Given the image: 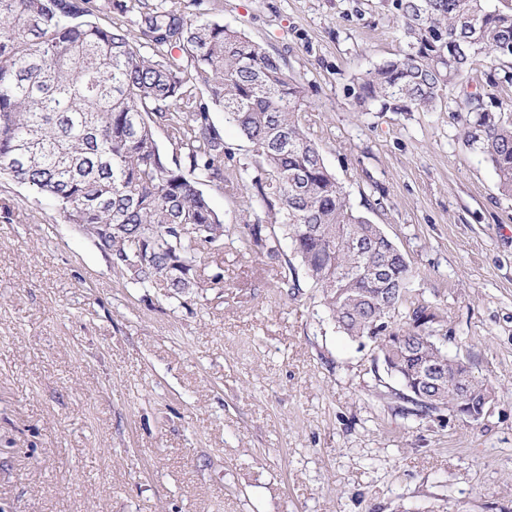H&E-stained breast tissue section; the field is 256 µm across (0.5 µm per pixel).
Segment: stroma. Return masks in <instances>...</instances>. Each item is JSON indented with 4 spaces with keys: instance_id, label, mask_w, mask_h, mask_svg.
<instances>
[{
    "instance_id": "obj_1",
    "label": "stroma",
    "mask_w": 512,
    "mask_h": 512,
    "mask_svg": "<svg viewBox=\"0 0 512 512\" xmlns=\"http://www.w3.org/2000/svg\"><path fill=\"white\" fill-rule=\"evenodd\" d=\"M176 3L264 44L304 87L326 167L404 254L409 302L438 314L437 343L492 385L493 410L408 414L289 239L274 262L225 237L175 299L2 179L0 512H512V197L465 137L467 96L512 105V86L475 69L433 110L363 109L358 77L402 46L381 0ZM211 116L229 156L205 193L228 227L256 223L235 177L250 146Z\"/></svg>"
}]
</instances>
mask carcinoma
Masks as SVG:
<instances>
[{
	"mask_svg": "<svg viewBox=\"0 0 512 512\" xmlns=\"http://www.w3.org/2000/svg\"><path fill=\"white\" fill-rule=\"evenodd\" d=\"M404 42L360 78L359 106L432 110L479 65L492 85L512 83V5L487 0H388ZM135 14L129 36L112 14ZM305 89L263 44L218 21L153 0H0V177L52 198L65 224L138 288L176 298L200 287L196 268L224 247L228 228L203 186L224 182V111L251 145L238 170L243 205L291 240L312 287L351 339L375 338L414 415L446 407L479 414L494 390L472 380L459 393L452 359L433 341L437 314L409 308V265L393 242L349 204L301 123ZM467 141L492 164L497 189L512 196V119L467 102ZM163 129L172 158L159 146ZM373 244L360 253L352 243ZM242 248L276 260L278 237L245 225ZM436 365L437 383L418 363Z\"/></svg>",
	"mask_w": 512,
	"mask_h": 512,
	"instance_id": "cac0c4a2",
	"label": "carcinoma"
}]
</instances>
